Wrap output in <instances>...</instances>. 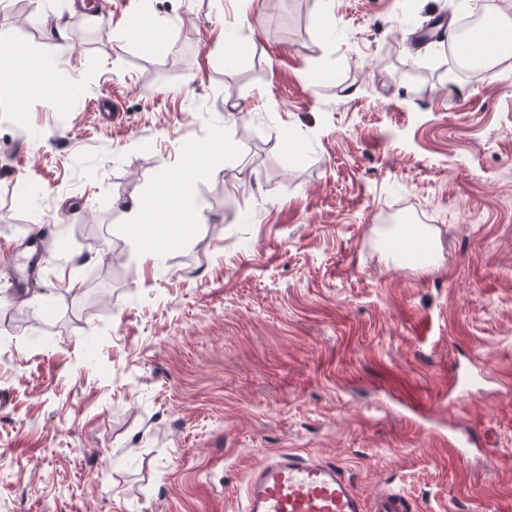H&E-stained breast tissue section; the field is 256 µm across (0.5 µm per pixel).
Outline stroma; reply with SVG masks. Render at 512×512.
<instances>
[{
	"label": "stroma",
	"mask_w": 512,
	"mask_h": 512,
	"mask_svg": "<svg viewBox=\"0 0 512 512\" xmlns=\"http://www.w3.org/2000/svg\"><path fill=\"white\" fill-rule=\"evenodd\" d=\"M67 2L0 0L25 53L0 95V512H237L279 451L415 512H512V78L411 42L499 0ZM184 180L186 229L144 261L128 206ZM387 224L439 227L441 264L385 258ZM37 231L18 301L5 250Z\"/></svg>",
	"instance_id": "stroma-1"
}]
</instances>
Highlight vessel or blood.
Segmentation results:
<instances>
[{"label": "vessel or blood", "mask_w": 512, "mask_h": 512, "mask_svg": "<svg viewBox=\"0 0 512 512\" xmlns=\"http://www.w3.org/2000/svg\"><path fill=\"white\" fill-rule=\"evenodd\" d=\"M11 258L21 267L15 293L21 299L40 264L41 249L24 243ZM241 512H414V504L392 486L364 501L336 462L279 452L250 467Z\"/></svg>", "instance_id": "b4317fda"}]
</instances>
